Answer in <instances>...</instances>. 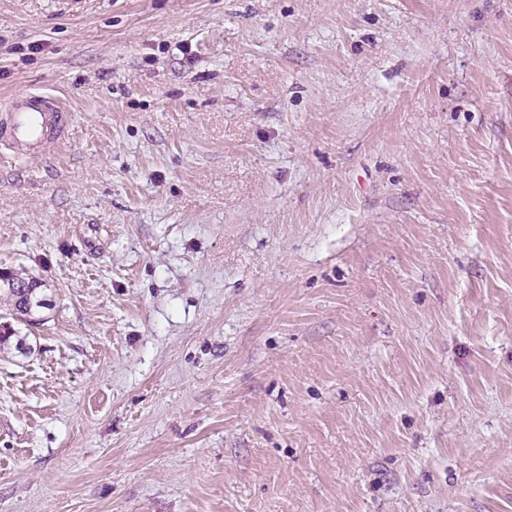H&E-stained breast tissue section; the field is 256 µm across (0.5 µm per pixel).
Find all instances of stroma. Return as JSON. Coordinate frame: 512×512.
Masks as SVG:
<instances>
[{
	"label": "stroma",
	"mask_w": 512,
	"mask_h": 512,
	"mask_svg": "<svg viewBox=\"0 0 512 512\" xmlns=\"http://www.w3.org/2000/svg\"><path fill=\"white\" fill-rule=\"evenodd\" d=\"M0 512H512V0H0ZM0 112V146L20 159L35 158L48 143L62 141L72 122L59 100L37 92L12 95ZM22 275L23 273H11L5 277L2 280L3 288H0V295L3 293L4 300L23 315H28L29 322H32L31 315L35 313L36 308L43 307L44 303L36 299L37 284L34 281H26Z\"/></svg>",
	"instance_id": "35a3bbf8"
}]
</instances>
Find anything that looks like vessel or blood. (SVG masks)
I'll list each match as a JSON object with an SVG mask.
<instances>
[{"instance_id": "vessel-or-blood-1", "label": "vessel or blood", "mask_w": 512, "mask_h": 512, "mask_svg": "<svg viewBox=\"0 0 512 512\" xmlns=\"http://www.w3.org/2000/svg\"><path fill=\"white\" fill-rule=\"evenodd\" d=\"M72 122L59 100L37 92L12 95L0 107V147L21 159L39 156L51 142L62 141Z\"/></svg>"}]
</instances>
